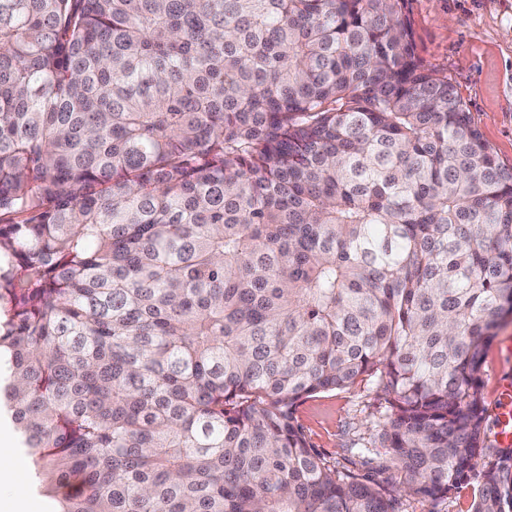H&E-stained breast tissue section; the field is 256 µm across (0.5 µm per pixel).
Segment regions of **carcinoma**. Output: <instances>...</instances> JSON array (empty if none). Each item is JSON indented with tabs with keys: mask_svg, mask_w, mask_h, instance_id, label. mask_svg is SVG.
<instances>
[{
	"mask_svg": "<svg viewBox=\"0 0 512 512\" xmlns=\"http://www.w3.org/2000/svg\"><path fill=\"white\" fill-rule=\"evenodd\" d=\"M409 0H0V419L52 512H512V166ZM376 386L341 467L298 404ZM512 343V317L504 321L497 330V336L487 347L483 374L482 394L488 409L490 423L495 420L500 385L512 383V359L505 357V344ZM500 390L498 410L497 444L501 448L512 447V385ZM477 491V482L472 480L448 493V498L432 502L420 497L403 495L401 512H468Z\"/></svg>",
	"mask_w": 512,
	"mask_h": 512,
	"instance_id": "1",
	"label": "carcinoma"
}]
</instances>
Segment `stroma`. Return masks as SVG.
Returning a JSON list of instances; mask_svg holds the SVG:
<instances>
[{"label": "stroma", "instance_id": "obj_1", "mask_svg": "<svg viewBox=\"0 0 512 512\" xmlns=\"http://www.w3.org/2000/svg\"><path fill=\"white\" fill-rule=\"evenodd\" d=\"M410 19L420 54L444 69L475 126L500 162L512 166V0H410ZM512 319L504 321L486 350L482 394L488 411L498 405L500 385L512 383ZM384 410L371 385L306 399L297 411L310 444L344 464L354 439L367 435ZM477 491L468 482L432 502L405 495L400 512H468Z\"/></svg>", "mask_w": 512, "mask_h": 512}]
</instances>
